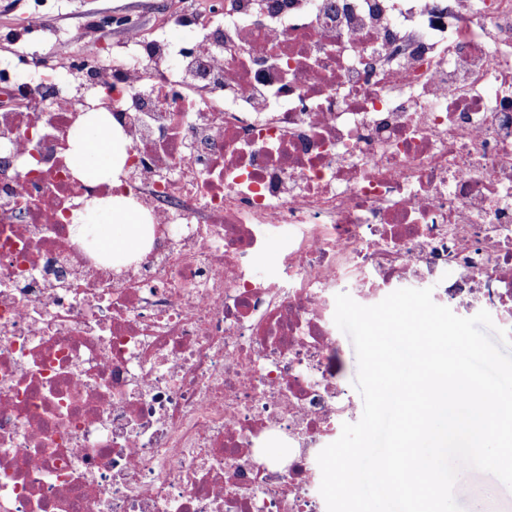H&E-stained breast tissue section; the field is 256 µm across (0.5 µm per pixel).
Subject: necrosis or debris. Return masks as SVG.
<instances>
[{
	"label": "necrosis or debris",
	"instance_id": "1",
	"mask_svg": "<svg viewBox=\"0 0 512 512\" xmlns=\"http://www.w3.org/2000/svg\"><path fill=\"white\" fill-rule=\"evenodd\" d=\"M223 14L180 49L128 19L112 68L0 110V512H327L341 284L427 279L512 332V0ZM91 108L127 141L94 187L66 161ZM113 194L152 241L109 266L68 226Z\"/></svg>",
	"mask_w": 512,
	"mask_h": 512
}]
</instances>
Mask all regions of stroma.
<instances>
[{
  "label": "stroma",
  "instance_id": "35a3bbf8",
  "mask_svg": "<svg viewBox=\"0 0 512 512\" xmlns=\"http://www.w3.org/2000/svg\"><path fill=\"white\" fill-rule=\"evenodd\" d=\"M38 4V0H0V77L6 83L34 75L50 83L67 74L79 61V52H71L50 71L37 63L36 56L65 39L74 27L86 28L104 45L103 56L109 59L124 33L118 25L105 24V17L140 15L145 37L153 38L170 34V18L189 5L202 13L207 10L204 0H47L49 28L32 33L29 20ZM455 497L463 512H474L478 505L484 512H512V490L494 476L471 468L460 472Z\"/></svg>",
  "mask_w": 512,
  "mask_h": 512
}]
</instances>
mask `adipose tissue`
I'll return each instance as SVG.
<instances>
[{
  "mask_svg": "<svg viewBox=\"0 0 512 512\" xmlns=\"http://www.w3.org/2000/svg\"><path fill=\"white\" fill-rule=\"evenodd\" d=\"M126 149L123 141L107 131V118L103 113H88L70 141L67 161L74 174L94 185L100 175L120 161ZM88 212L96 213L95 245L102 251L120 254L137 249L141 242L140 220L126 199L105 201L99 197L86 202Z\"/></svg>",
  "mask_w": 512,
  "mask_h": 512,
  "instance_id": "adipose-tissue-1",
  "label": "adipose tissue"
}]
</instances>
